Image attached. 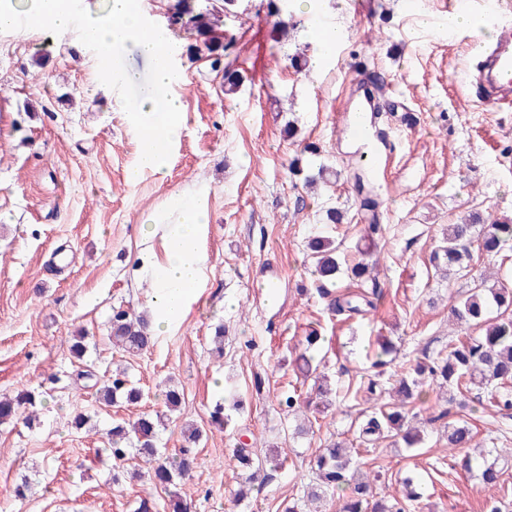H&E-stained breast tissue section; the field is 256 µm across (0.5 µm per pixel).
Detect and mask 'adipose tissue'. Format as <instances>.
<instances>
[{"label":"adipose tissue","mask_w":512,"mask_h":512,"mask_svg":"<svg viewBox=\"0 0 512 512\" xmlns=\"http://www.w3.org/2000/svg\"><path fill=\"white\" fill-rule=\"evenodd\" d=\"M27 3V10L21 11L0 0V29L15 27L18 17L25 12L33 14L43 29L52 32L69 31L76 23L71 0H27ZM148 26L138 0H107L102 16L87 25V36L99 56L106 58L130 48L152 65L151 83L144 89L135 112V126L146 131L147 136L137 163L128 174V182L133 186L145 173L161 172L185 116L180 98L171 92L173 83L181 81L182 76L173 70ZM149 221L164 229L165 260L145 267L153 284L150 328L158 333L180 316L200 286L206 258L197 241L203 224L208 221V212L198 199L177 196L164 209L152 214Z\"/></svg>","instance_id":"1"}]
</instances>
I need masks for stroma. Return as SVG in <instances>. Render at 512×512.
Instances as JSON below:
<instances>
[{
  "label": "stroma",
  "mask_w": 512,
  "mask_h": 512,
  "mask_svg": "<svg viewBox=\"0 0 512 512\" xmlns=\"http://www.w3.org/2000/svg\"><path fill=\"white\" fill-rule=\"evenodd\" d=\"M322 0L316 12H294L292 46L316 56L312 31L319 18L344 37L318 70L292 68L285 53L269 51V20L261 0H240L236 18L220 36L234 39L245 82L224 93L222 73L207 60H189L191 35L171 25L174 0H141L152 24L169 28L176 65L185 80L176 88L185 124L163 173L135 186L126 174L138 157L141 134L128 111L139 86L112 89L113 71L131 67L143 83L151 66L132 49L101 59L80 29L51 33L27 22L0 30V395L32 388L42 395L40 420L0 425V512H140L142 502L163 512L164 493L147 481L121 479L101 449L114 420L162 411L160 385L170 381L183 403L160 429L166 453L184 444L181 429L202 436L194 445L197 468L181 493L191 512H276L301 501L311 480L308 462L320 448L355 439L366 410L353 389L366 384L378 343L395 346L392 368L448 350L449 311L459 295L495 271L512 282V250L474 254L468 277L448 282L431 254L442 227L476 214L512 220V104L488 108L468 89L477 62L468 31L440 33V18L487 0ZM45 60L43 69L32 65ZM380 74L399 112L396 150L388 175L371 178L376 211L360 206L353 186L355 148L343 137L346 106ZM295 121L297 134L283 128ZM318 155H304L306 145ZM303 157L309 173L324 165L328 186L310 191L288 166ZM202 193L209 214L199 247L204 282L181 320L131 357L107 341L113 310L148 312L151 282L140 275L143 258L164 259L162 240L150 236L147 217L174 195ZM346 221L327 224L326 208ZM382 235L371 246L381 287L370 318L336 316L318 295L307 242L320 234L340 251L364 246L367 226ZM224 327V354L212 351ZM324 341L322 370L340 393L326 413L311 414V432L293 435L280 405L283 394L311 389L295 359L310 329ZM92 344L72 357L74 331ZM125 366L141 386L140 404L101 405L95 387H74L81 371L110 375ZM242 401L233 408L224 388ZM223 403L229 424L216 429L210 414ZM91 416L89 428L72 427L74 412ZM278 448L284 470L259 479L244 504L234 493L245 475L233 457L239 444ZM358 460L374 474L377 495L399 494L403 477H419L420 501L407 512H487L498 500L512 512V467L497 487L450 456L442 423L428 427L423 448L411 451L384 439L362 445ZM38 470L32 495L15 498L21 475Z\"/></svg>",
  "instance_id": "1"
}]
</instances>
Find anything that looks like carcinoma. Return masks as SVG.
<instances>
[{
  "mask_svg": "<svg viewBox=\"0 0 512 512\" xmlns=\"http://www.w3.org/2000/svg\"><path fill=\"white\" fill-rule=\"evenodd\" d=\"M237 0H224V8H197L192 0H176L173 4V17L179 28L190 33L194 42L187 45L189 59H206L215 70L224 72V94H237L244 77L232 57V42H223L213 33L223 25L224 19L235 16L232 7ZM267 15L274 18L272 33L275 45H280L288 37L291 4L288 0H266ZM354 188L361 197V204L375 207L363 170L353 173ZM480 222L475 218L462 224H450L443 229L442 238L434 251L436 265L446 268L455 278H464L470 273V260L474 243V227ZM512 244V224H501L495 220L484 225L480 247L488 255H496ZM308 246L316 259L314 281L320 293L327 299V307L340 314H363L373 306L375 292L363 291L355 295L338 294L336 281L341 274V262L337 248L330 238L314 236ZM353 279L359 282L371 280V270L365 258L355 259L349 265ZM496 317H491L492 313ZM453 326L460 336L448 344L445 355L426 356L407 372H402L390 387L391 396L386 390L377 389L369 383V399L382 401L371 409L358 428V438L362 443L381 438H398L407 448L419 447L424 436L417 414H409L407 401L419 394V389L429 381L438 388L448 387V393L459 397L458 405L466 408L464 394L476 388L486 393L491 406L509 415L512 413V287L498 280L490 286H476L468 291L451 308ZM109 340L123 352L135 356L148 348L154 340L147 331V318L126 310L113 311L110 321ZM321 340L317 331L305 337L304 353L300 360L305 367L314 361V352ZM99 400L107 406L121 399L128 405L139 403L142 392L123 373H115L97 388ZM328 391L315 386V397L301 401L296 395H287L282 405L289 415L301 407L325 412L333 405L327 398ZM167 411H176L182 403L183 393L171 384H164L162 391ZM37 399L31 390H21L13 396L0 397V424H8L22 417L29 424L37 418ZM161 416L140 414L134 418L113 424L109 431V445L106 455L120 466L131 459H141L149 465L147 475L151 483L163 490L167 497L166 508L171 512H187V505L176 491L183 479L195 465V456L190 445L200 437V430L192 429L185 433V446L171 456H164L156 446ZM448 428V450L456 451L472 447L473 433L467 421L458 419L446 424ZM355 448H346L332 443L322 448L310 460L313 480L308 483L304 498L309 502L321 501L327 494L339 496L338 512H404L403 502H393L376 497L370 487L369 475L361 470L354 459ZM240 467L247 470L237 494V500L248 499L254 490L257 474L262 461L254 458L249 448L236 449ZM480 459L481 478L484 483L495 485L509 465L512 448L482 449L478 457L465 455V468H472L475 459Z\"/></svg>",
  "mask_w": 512,
  "mask_h": 512,
  "instance_id": "carcinoma-1",
  "label": "carcinoma"
}]
</instances>
